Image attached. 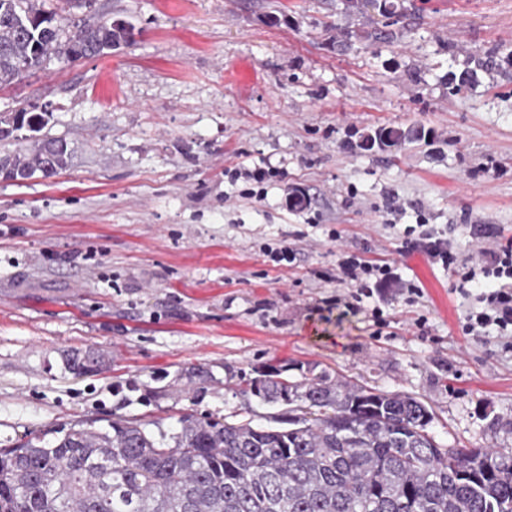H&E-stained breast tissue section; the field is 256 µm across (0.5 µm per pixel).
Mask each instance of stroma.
Segmentation results:
<instances>
[{
  "instance_id": "1",
  "label": "stroma",
  "mask_w": 512,
  "mask_h": 512,
  "mask_svg": "<svg viewBox=\"0 0 512 512\" xmlns=\"http://www.w3.org/2000/svg\"><path fill=\"white\" fill-rule=\"evenodd\" d=\"M394 2L388 26L345 0H43L64 37L129 35L0 87V113L49 111L42 136L72 150L55 177H0V447L118 416L270 427L286 406L245 389L276 366L415 397L440 447L512 451V356L464 339L453 278L397 252L420 208L470 255L471 216L512 238V0ZM384 127L424 137L364 149ZM238 163L263 180H231ZM283 239L294 262L264 252ZM342 249L424 298L386 288L349 309ZM88 349L107 365L72 374Z\"/></svg>"
}]
</instances>
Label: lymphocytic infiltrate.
I'll list each match as a JSON object with an SVG mask.
<instances>
[{
	"label": "lymphocytic infiltrate",
	"mask_w": 512,
	"mask_h": 512,
	"mask_svg": "<svg viewBox=\"0 0 512 512\" xmlns=\"http://www.w3.org/2000/svg\"><path fill=\"white\" fill-rule=\"evenodd\" d=\"M481 241L477 257L472 258L450 237L431 229L417 236L408 227L399 252L405 256L416 252L425 255L431 265L455 278L460 294L472 299V307L459 323L462 335L475 340L496 335L502 352L512 353V239L499 240L495 232L489 231ZM336 280L351 287V297L358 303L395 282L390 264H373L345 252L336 263ZM398 285L407 304H416L424 296L422 284L415 280Z\"/></svg>",
	"instance_id": "1"
}]
</instances>
